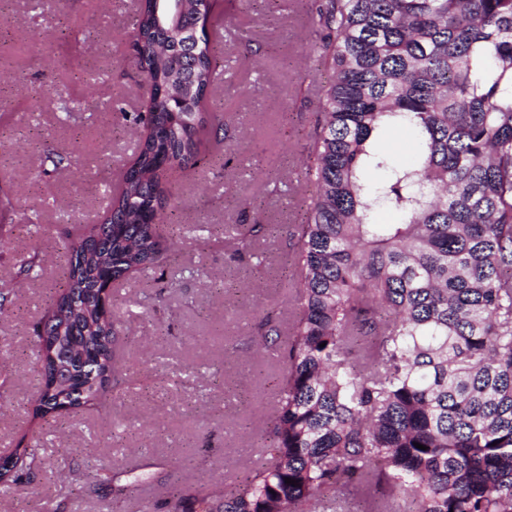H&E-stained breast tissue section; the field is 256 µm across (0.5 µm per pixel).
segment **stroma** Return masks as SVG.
I'll return each mask as SVG.
<instances>
[{
  "instance_id": "stroma-1",
  "label": "stroma",
  "mask_w": 512,
  "mask_h": 512,
  "mask_svg": "<svg viewBox=\"0 0 512 512\" xmlns=\"http://www.w3.org/2000/svg\"><path fill=\"white\" fill-rule=\"evenodd\" d=\"M139 4L0 0V199L12 203L0 212V456L40 449L34 476L0 484V512H175L182 491L219 497L243 484L268 442L283 365L255 336L265 319L287 331L296 306L293 233L307 218L308 146L331 77L309 0H215L209 39L223 76L201 110L223 114L224 129L204 131L200 163L168 178L167 266L110 290L126 382L101 405L33 412V329L58 293L67 238L105 221L145 134L135 117L150 86L130 38ZM51 150L59 167L44 163ZM234 224L267 225L252 254L234 257ZM34 251L41 277L19 276ZM130 469L147 483L129 484Z\"/></svg>"
}]
</instances>
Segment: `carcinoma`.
<instances>
[{
	"instance_id": "cac0c4a2",
	"label": "carcinoma",
	"mask_w": 512,
	"mask_h": 512,
	"mask_svg": "<svg viewBox=\"0 0 512 512\" xmlns=\"http://www.w3.org/2000/svg\"><path fill=\"white\" fill-rule=\"evenodd\" d=\"M171 5L141 0L131 39L151 132L89 231L99 249L66 245L65 289L34 329L37 415L120 386L119 320L102 293L167 259L164 183L196 164L206 127L169 80L195 98L220 78L211 49L190 42L197 19L171 27ZM310 22L328 31L332 82L310 144L291 335L258 337L284 364L270 445L241 491H187L178 510L317 512L355 494L410 497L409 512H512V0H325ZM395 134L410 159L389 149ZM266 230L238 225L236 251ZM39 464L36 447L11 457L17 478Z\"/></svg>"
}]
</instances>
